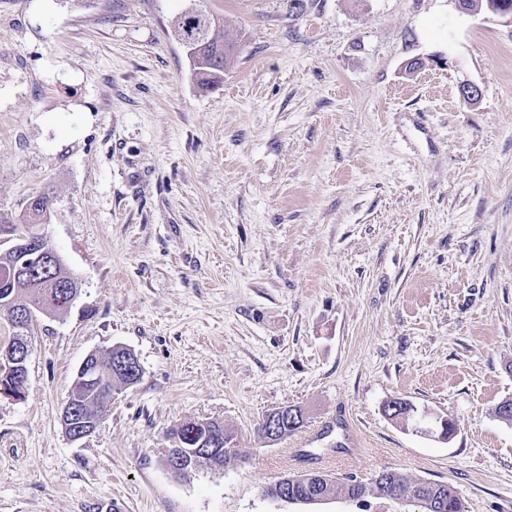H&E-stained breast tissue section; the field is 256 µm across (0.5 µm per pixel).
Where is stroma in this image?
<instances>
[{
    "mask_svg": "<svg viewBox=\"0 0 512 512\" xmlns=\"http://www.w3.org/2000/svg\"><path fill=\"white\" fill-rule=\"evenodd\" d=\"M239 40L204 89L175 35L194 3ZM481 89L477 103L458 86ZM39 225L81 284L32 324L0 396V512H418L271 498L279 477L384 470L512 512V16L457 0H0V213ZM123 346L81 441L60 417L92 352ZM400 396L448 440L383 411ZM304 424L266 444L262 417ZM233 430L179 476L169 432Z\"/></svg>",
    "mask_w": 512,
    "mask_h": 512,
    "instance_id": "35a3bbf8",
    "label": "stroma"
}]
</instances>
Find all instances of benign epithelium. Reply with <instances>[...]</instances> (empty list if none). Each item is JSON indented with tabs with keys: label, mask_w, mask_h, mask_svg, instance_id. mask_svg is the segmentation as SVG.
Segmentation results:
<instances>
[{
	"label": "benign epithelium",
	"mask_w": 512,
	"mask_h": 512,
	"mask_svg": "<svg viewBox=\"0 0 512 512\" xmlns=\"http://www.w3.org/2000/svg\"><path fill=\"white\" fill-rule=\"evenodd\" d=\"M5 247V251L14 258V265L5 279L11 281L17 278L18 274L30 275L31 271L43 267L55 269L62 264L59 254L49 246V239L41 234L38 236L19 237L11 232L0 229V247ZM43 315L52 314V307L43 303H31L19 308L17 311L5 314L8 324L13 330V344L7 347L0 355V380L3 385L0 386V394L19 399L24 394L23 387L20 386L21 368L27 359L28 340L26 338L27 329L32 322L35 313ZM114 368L130 377L140 374L141 365L134 355H125L114 361ZM102 375L100 360L98 355H88L78 369L76 381L89 385L97 382ZM75 410L69 404L65 405L61 415V422L65 429L71 430V440L78 441L94 434L100 427V422L96 419H86L79 427H73L72 420ZM300 416L296 413H277L268 416L264 421L266 442L269 444L277 443L281 438V431L284 425L294 427L298 425ZM168 467L173 471H180L184 474L190 473L196 468V458L211 457L213 469L219 470L221 466L215 463L220 457L218 448L190 449L186 446V440L182 436L174 438L172 448L167 452Z\"/></svg>",
	"instance_id": "1"
}]
</instances>
